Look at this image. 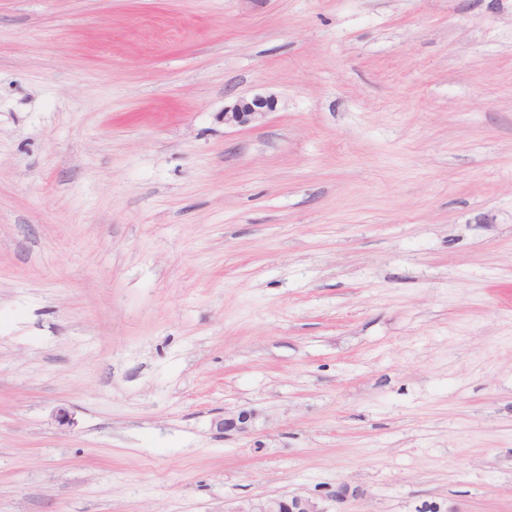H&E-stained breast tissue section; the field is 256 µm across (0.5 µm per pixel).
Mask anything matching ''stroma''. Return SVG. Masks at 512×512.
Returning <instances> with one entry per match:
<instances>
[{
    "mask_svg": "<svg viewBox=\"0 0 512 512\" xmlns=\"http://www.w3.org/2000/svg\"><path fill=\"white\" fill-rule=\"evenodd\" d=\"M344 483L512 512V0H0V512ZM276 104V99L271 95L237 98L224 106V124L238 128L258 127L275 110ZM254 413L251 410H241L230 416L218 415L212 420L216 431L226 436L247 434L250 431Z\"/></svg>",
    "mask_w": 512,
    "mask_h": 512,
    "instance_id": "1",
    "label": "stroma"
}]
</instances>
